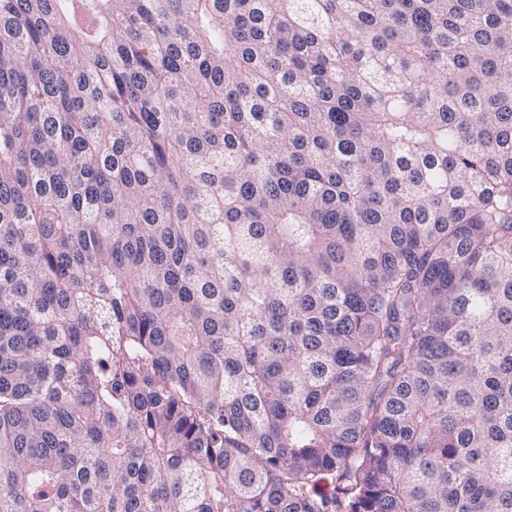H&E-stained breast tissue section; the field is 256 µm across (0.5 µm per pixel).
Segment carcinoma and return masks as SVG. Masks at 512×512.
I'll list each match as a JSON object with an SVG mask.
<instances>
[{"label": "carcinoma", "instance_id": "obj_1", "mask_svg": "<svg viewBox=\"0 0 512 512\" xmlns=\"http://www.w3.org/2000/svg\"><path fill=\"white\" fill-rule=\"evenodd\" d=\"M0 512H512V0H0Z\"/></svg>", "mask_w": 512, "mask_h": 512}]
</instances>
